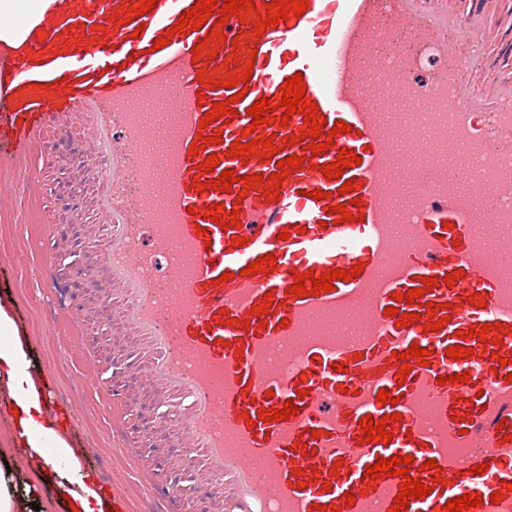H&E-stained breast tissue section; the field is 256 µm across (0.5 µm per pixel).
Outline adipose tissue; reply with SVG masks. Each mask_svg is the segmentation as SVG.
<instances>
[{
  "label": "adipose tissue",
  "mask_w": 512,
  "mask_h": 512,
  "mask_svg": "<svg viewBox=\"0 0 512 512\" xmlns=\"http://www.w3.org/2000/svg\"><path fill=\"white\" fill-rule=\"evenodd\" d=\"M32 343L12 315L11 301L0 297V400L17 410L12 438L0 448V512H113L112 495L96 474L83 469L67 430L44 412L49 392L44 374L30 369ZM45 457V467L35 470L33 481L45 491L32 504L12 494V474L24 457Z\"/></svg>",
  "instance_id": "adipose-tissue-1"
}]
</instances>
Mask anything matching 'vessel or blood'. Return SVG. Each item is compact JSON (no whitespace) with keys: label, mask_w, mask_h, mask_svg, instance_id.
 Wrapping results in <instances>:
<instances>
[{"label":"vessel or blood","mask_w":512,"mask_h":512,"mask_svg":"<svg viewBox=\"0 0 512 512\" xmlns=\"http://www.w3.org/2000/svg\"><path fill=\"white\" fill-rule=\"evenodd\" d=\"M134 2L45 0L20 36L0 40V145L26 166L49 158L45 130L79 124L100 168V262L118 320L149 350L146 379L177 421L178 465L196 464L224 512H441L471 493L482 497L471 512H512V75L491 61L512 24L499 0H308L304 14L260 37L230 17L226 44L213 50L202 44L212 22L173 30L196 0H158L131 21ZM161 35L170 41L159 49ZM233 52L255 62L249 91L234 114L207 121L231 96L210 82L226 76ZM296 74L332 147L306 156L277 200L241 196L237 183L213 190L222 171L268 176L301 153L285 139L306 132L303 114L282 128L247 114L257 99L279 103ZM342 123L347 133H334ZM249 125L282 139L274 158L229 156ZM206 128L221 143L190 154ZM344 149L360 164L328 179L321 166ZM214 153L219 166L204 171ZM350 178L358 190L342 192ZM316 190L324 198L312 199ZM355 198L353 221L334 223L328 206ZM216 205L240 228L208 218ZM267 254V272L246 274ZM358 264L360 276L333 292L288 291L298 274ZM425 276L439 286L394 302ZM266 299V316L254 315ZM431 302L447 307L430 313L449 318L437 331L397 328L385 312L428 313ZM485 324L509 333L498 344L470 336ZM413 344L430 350L429 362L412 359L399 380V354ZM454 345L472 356L448 358ZM464 372L468 381L449 382ZM383 388L397 405L378 404ZM289 401L290 419L259 418ZM395 412L390 443L363 442L362 416ZM395 455L411 456V477L433 488L398 509L400 477L367 474ZM430 459L437 469H425Z\"/></svg>","instance_id":"vessel-or-blood-1"}]
</instances>
